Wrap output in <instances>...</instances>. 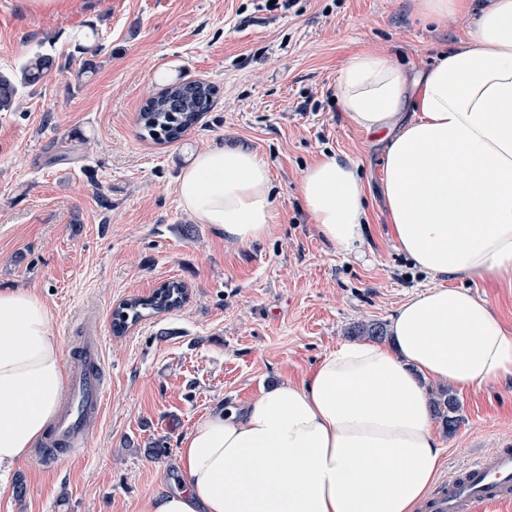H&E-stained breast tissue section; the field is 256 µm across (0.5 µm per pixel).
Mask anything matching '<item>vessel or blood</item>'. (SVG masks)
<instances>
[{
  "instance_id": "obj_1",
  "label": "vessel or blood",
  "mask_w": 512,
  "mask_h": 512,
  "mask_svg": "<svg viewBox=\"0 0 512 512\" xmlns=\"http://www.w3.org/2000/svg\"><path fill=\"white\" fill-rule=\"evenodd\" d=\"M73 366L68 395L45 437L49 448L79 453L90 440L104 403L105 371L97 350L84 346ZM512 499V448L505 447L467 462L449 473L426 499L421 512H482Z\"/></svg>"
}]
</instances>
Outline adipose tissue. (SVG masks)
Masks as SVG:
<instances>
[{
    "label": "adipose tissue",
    "mask_w": 512,
    "mask_h": 512,
    "mask_svg": "<svg viewBox=\"0 0 512 512\" xmlns=\"http://www.w3.org/2000/svg\"><path fill=\"white\" fill-rule=\"evenodd\" d=\"M470 10L468 42L416 82L394 55L368 49L337 82L346 118L387 135L381 188L397 250L439 285L396 309L387 342L344 343L304 383L211 410L180 442L176 489L141 512H417L443 465L428 382L512 378V336L492 307L446 285L512 280V0H471ZM299 192L326 243L359 249L356 163L323 154ZM177 194L228 241L262 240L275 220L269 169L241 147L197 152ZM64 386L49 309L32 290L1 291L0 467L30 457Z\"/></svg>",
    "instance_id": "ef3b65f1"
}]
</instances>
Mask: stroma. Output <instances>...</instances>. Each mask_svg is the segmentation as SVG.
Instances as JSON below:
<instances>
[{"mask_svg": "<svg viewBox=\"0 0 512 512\" xmlns=\"http://www.w3.org/2000/svg\"><path fill=\"white\" fill-rule=\"evenodd\" d=\"M418 0H61L51 13L0 0V72L49 53L59 71L0 112V289L46 303L65 365L99 336L107 392L84 453L32 452L0 468V512H140L173 489L181 439L217 405L301 383L351 340L433 286L394 246L381 193L386 141L348 122L336 82L359 47L393 53L408 76L469 38L465 13L434 21ZM202 80L214 105L178 141L142 138L145 101ZM242 145L270 169L275 224L262 241L224 240L176 191L200 150ZM330 152L356 161L367 225L357 253L324 243L298 193ZM182 281L179 308L122 335L123 300ZM512 335V282L472 280ZM460 422H436L443 472L512 446V379L457 392ZM165 440L168 455L146 453ZM22 481L24 498L14 495Z\"/></svg>", "mask_w": 512, "mask_h": 512, "instance_id": "35a3bbf8", "label": "stroma"}]
</instances>
